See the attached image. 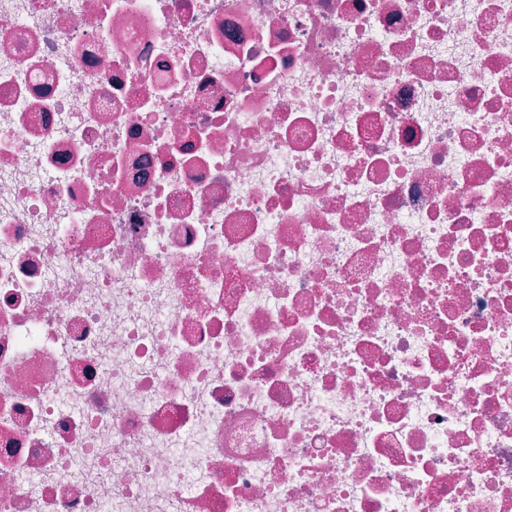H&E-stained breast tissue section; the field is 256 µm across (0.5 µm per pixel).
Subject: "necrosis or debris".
<instances>
[{
  "mask_svg": "<svg viewBox=\"0 0 512 512\" xmlns=\"http://www.w3.org/2000/svg\"><path fill=\"white\" fill-rule=\"evenodd\" d=\"M0 512H512V0H0Z\"/></svg>",
  "mask_w": 512,
  "mask_h": 512,
  "instance_id": "necrosis-or-debris-1",
  "label": "necrosis or debris"
}]
</instances>
